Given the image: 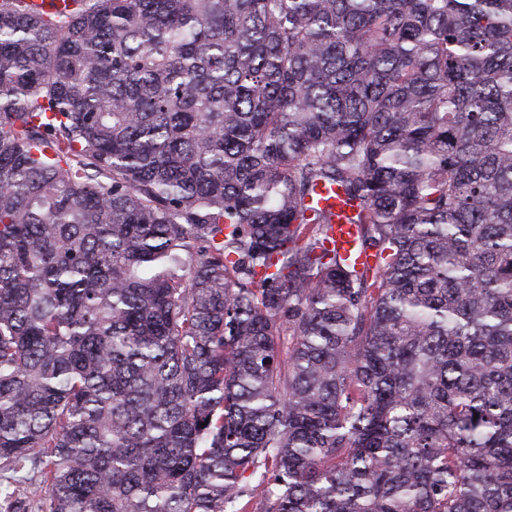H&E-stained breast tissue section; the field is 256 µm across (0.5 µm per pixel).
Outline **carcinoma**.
Returning <instances> with one entry per match:
<instances>
[{
  "label": "carcinoma",
  "instance_id": "obj_1",
  "mask_svg": "<svg viewBox=\"0 0 512 512\" xmlns=\"http://www.w3.org/2000/svg\"><path fill=\"white\" fill-rule=\"evenodd\" d=\"M2 472L512 512V0H0ZM332 226V234L336 242V247L340 250L341 253L351 257L356 246L354 241V224H346L336 219V224H332Z\"/></svg>",
  "mask_w": 512,
  "mask_h": 512
}]
</instances>
